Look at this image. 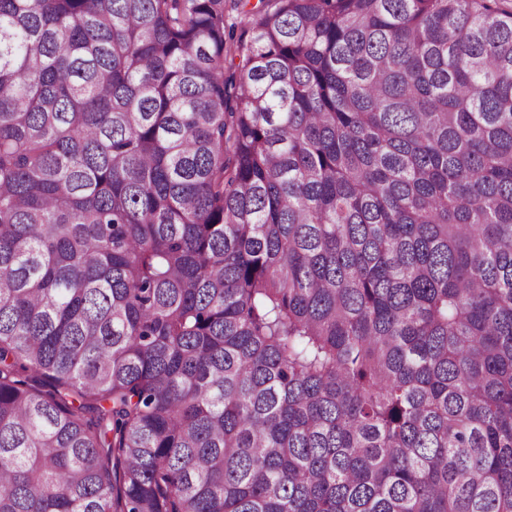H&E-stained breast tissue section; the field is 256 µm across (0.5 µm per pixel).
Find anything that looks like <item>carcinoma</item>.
<instances>
[{"label": "carcinoma", "mask_w": 512, "mask_h": 512, "mask_svg": "<svg viewBox=\"0 0 512 512\" xmlns=\"http://www.w3.org/2000/svg\"><path fill=\"white\" fill-rule=\"evenodd\" d=\"M0 0V512H512V10Z\"/></svg>", "instance_id": "obj_1"}]
</instances>
